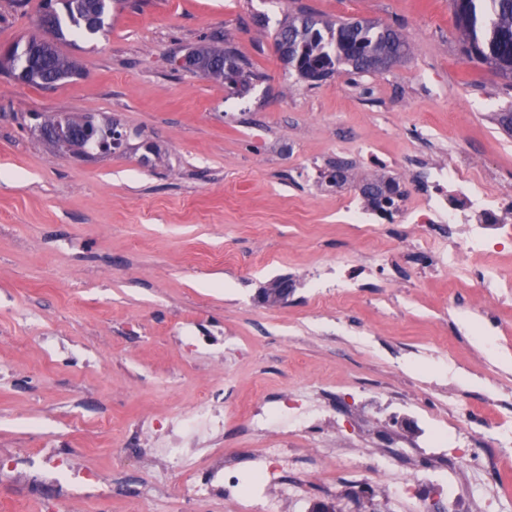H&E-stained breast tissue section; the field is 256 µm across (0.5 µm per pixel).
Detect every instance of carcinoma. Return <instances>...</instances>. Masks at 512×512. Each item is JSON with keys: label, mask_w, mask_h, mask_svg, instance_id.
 Masks as SVG:
<instances>
[{"label": "carcinoma", "mask_w": 512, "mask_h": 512, "mask_svg": "<svg viewBox=\"0 0 512 512\" xmlns=\"http://www.w3.org/2000/svg\"><path fill=\"white\" fill-rule=\"evenodd\" d=\"M461 2L454 10L460 40L467 54L487 65L506 82L512 81V0H450ZM39 15L43 28L41 45L21 47L27 72L26 83L53 86L79 74L75 60L62 54L56 42L69 36H94L105 28L110 0H44ZM275 39L291 45V53L283 62L299 78L318 82L332 75L342 65L353 70L375 72L374 63L385 60L398 62L409 53L406 40L392 27L379 22L338 18L327 21L311 14L290 16L275 35ZM201 74L215 80H225L226 68L250 78L249 63L228 46L224 35L211 38V43L195 49ZM397 182L383 178L364 185L368 203L379 209L395 206V199L382 196V187Z\"/></svg>", "instance_id": "obj_1"}]
</instances>
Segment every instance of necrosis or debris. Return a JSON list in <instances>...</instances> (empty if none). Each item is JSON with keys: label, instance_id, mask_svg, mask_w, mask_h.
I'll return each mask as SVG.
<instances>
[{"label": "necrosis or debris", "instance_id": "4bbe7bcc", "mask_svg": "<svg viewBox=\"0 0 512 512\" xmlns=\"http://www.w3.org/2000/svg\"><path fill=\"white\" fill-rule=\"evenodd\" d=\"M428 182V192L400 207L397 216L400 223L411 225L414 230L409 244L413 252L422 249V241L433 225L456 227V235L448 239L447 256L437 255L433 250L427 252L433 271L444 270L449 258L463 265L476 255L493 259L512 249V202L495 193L490 173L470 160L468 154L457 153L450 162L431 168ZM278 416L288 418L296 433L312 434L322 419V408L302 396L283 398L275 407L270 398L261 396L250 410V428L256 433L266 432L271 420ZM223 431L224 408L207 397L185 419H150L139 425L136 435L148 443L155 459L187 460L197 453L200 445ZM327 452L326 442L321 441L313 448L283 447L254 453L250 459L257 480L266 484L276 482L280 473L292 469L297 461L321 463ZM41 465L35 480L60 482L59 495L67 501L105 498L119 491L122 484L121 477L114 474L73 476L67 456L62 452L42 460ZM238 467L235 457L213 456L195 472L190 485L192 498L243 501Z\"/></svg>", "mask_w": 512, "mask_h": 512}]
</instances>
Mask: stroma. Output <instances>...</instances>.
<instances>
[{"label": "stroma", "mask_w": 512, "mask_h": 512, "mask_svg": "<svg viewBox=\"0 0 512 512\" xmlns=\"http://www.w3.org/2000/svg\"><path fill=\"white\" fill-rule=\"evenodd\" d=\"M42 0H0V49L38 35ZM364 18L397 28L409 54L390 69L340 68L311 84L288 70L273 37L288 15ZM224 34L254 73L246 89L175 66ZM79 76L38 88L0 74V455L27 460L72 452L74 470L124 476L111 500L60 512H186L183 463L152 464L131 451L145 418L184 416L204 391L226 393L227 453L307 440L275 420L261 438L244 412L257 393L337 397L354 457L377 452L465 468L446 512H512V447L488 419L512 425V293L478 315L477 291L455 266L429 278L401 253L410 232L370 236L338 210L380 177L363 156L375 145L414 200L409 155L447 160L463 150L512 197V135L494 122L512 90L468 60L448 0H112L105 30L59 43ZM80 113L131 131L120 153L73 158L35 129L33 114ZM346 167L341 187L325 172ZM394 275L346 294L307 276L364 259ZM288 280L287 303L260 299ZM496 324L482 336L477 324ZM457 418L456 444L427 436ZM299 512H398L385 477L366 472L351 499L341 463L302 468ZM334 487L324 496V487ZM57 488L35 487L27 468L0 479V512H50Z\"/></svg>", "instance_id": "stroma-1"}]
</instances>
